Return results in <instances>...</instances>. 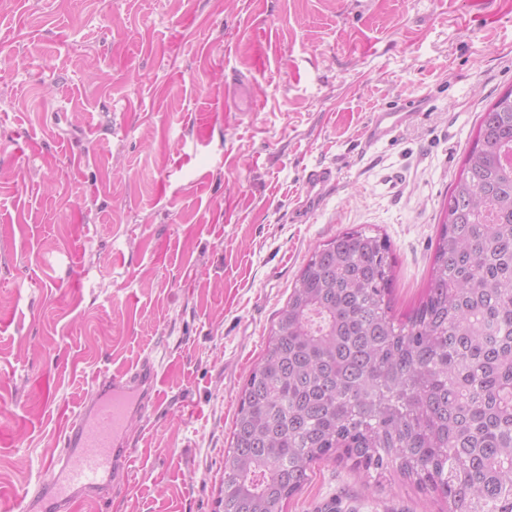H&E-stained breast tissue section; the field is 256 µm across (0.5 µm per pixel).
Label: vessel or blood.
Here are the masks:
<instances>
[{
    "mask_svg": "<svg viewBox=\"0 0 512 512\" xmlns=\"http://www.w3.org/2000/svg\"><path fill=\"white\" fill-rule=\"evenodd\" d=\"M409 118L406 112L374 113L366 127L367 143L393 139ZM336 181L331 167L309 170L304 181L303 210L319 206ZM156 379L157 370L147 357L131 369L102 376L97 391L86 398L66 427L62 451L44 468L38 482L54 504H67L79 497L99 505L119 492L118 476L130 462L129 423L134 412L155 408Z\"/></svg>",
    "mask_w": 512,
    "mask_h": 512,
    "instance_id": "1",
    "label": "vessel or blood"
}]
</instances>
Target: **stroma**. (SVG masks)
<instances>
[{
  "mask_svg": "<svg viewBox=\"0 0 512 512\" xmlns=\"http://www.w3.org/2000/svg\"><path fill=\"white\" fill-rule=\"evenodd\" d=\"M508 88L512 0H0V512H40L98 375L147 354L158 404L100 512H218L238 391L313 248L386 235L407 313ZM318 165L337 183L299 215ZM287 512L438 506L326 461ZM415 112H376L366 127V142L376 144L395 137L398 129L409 120Z\"/></svg>",
  "mask_w": 512,
  "mask_h": 512,
  "instance_id": "stroma-1",
  "label": "stroma"
}]
</instances>
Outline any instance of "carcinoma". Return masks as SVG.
Listing matches in <instances>:
<instances>
[{
	"label": "carcinoma",
	"instance_id": "carcinoma-1",
	"mask_svg": "<svg viewBox=\"0 0 512 512\" xmlns=\"http://www.w3.org/2000/svg\"><path fill=\"white\" fill-rule=\"evenodd\" d=\"M427 287L394 316L385 235L317 246L239 389L219 512H286L326 458L439 512H512V88L481 112Z\"/></svg>",
	"mask_w": 512,
	"mask_h": 512
}]
</instances>
